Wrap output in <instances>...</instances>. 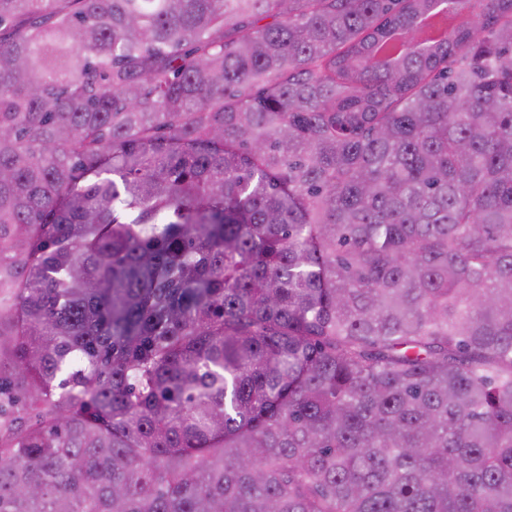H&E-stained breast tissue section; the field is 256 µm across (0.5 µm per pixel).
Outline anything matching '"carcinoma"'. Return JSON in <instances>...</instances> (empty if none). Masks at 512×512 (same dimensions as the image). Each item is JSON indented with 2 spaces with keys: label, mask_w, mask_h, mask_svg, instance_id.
I'll return each mask as SVG.
<instances>
[{
  "label": "carcinoma",
  "mask_w": 512,
  "mask_h": 512,
  "mask_svg": "<svg viewBox=\"0 0 512 512\" xmlns=\"http://www.w3.org/2000/svg\"><path fill=\"white\" fill-rule=\"evenodd\" d=\"M0 512H512V0H0Z\"/></svg>",
  "instance_id": "1"
}]
</instances>
